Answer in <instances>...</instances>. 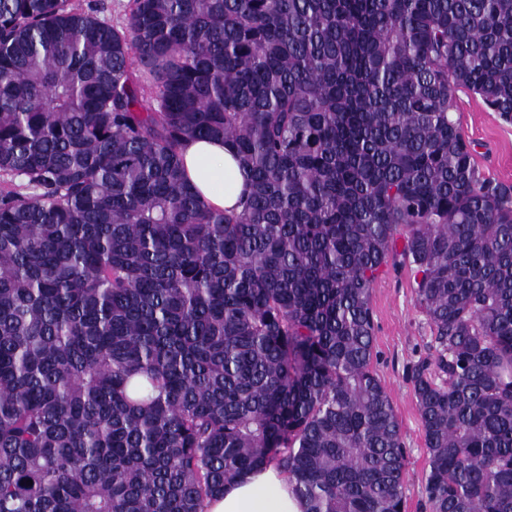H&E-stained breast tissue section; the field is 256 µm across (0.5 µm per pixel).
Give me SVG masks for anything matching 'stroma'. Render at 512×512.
<instances>
[{
    "mask_svg": "<svg viewBox=\"0 0 512 512\" xmlns=\"http://www.w3.org/2000/svg\"><path fill=\"white\" fill-rule=\"evenodd\" d=\"M452 112L476 149L481 173L512 185V122L504 121L478 97L456 93ZM375 325L373 367L388 393L401 426L405 448L406 512H430L424 494L428 454L409 369L429 354L430 327L415 304L408 268L388 269L375 281L371 295Z\"/></svg>",
    "mask_w": 512,
    "mask_h": 512,
    "instance_id": "obj_1",
    "label": "stroma"
}]
</instances>
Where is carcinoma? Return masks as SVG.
<instances>
[{"label": "carcinoma", "instance_id": "carcinoma-1", "mask_svg": "<svg viewBox=\"0 0 512 512\" xmlns=\"http://www.w3.org/2000/svg\"><path fill=\"white\" fill-rule=\"evenodd\" d=\"M512 0H0V512H205L260 466L306 512H405L372 367L394 251L431 512H512ZM249 192L211 208L181 147ZM84 9L99 7L104 4V11L98 15L112 24H121L124 21L129 0H76ZM451 112L466 140L475 145L481 173L512 185V122H505L478 96L465 90L455 94ZM181 155L188 183L206 204L221 210L236 207L244 178L229 146L224 142L188 140Z\"/></svg>", "mask_w": 512, "mask_h": 512}]
</instances>
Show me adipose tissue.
<instances>
[{
  "label": "adipose tissue",
  "instance_id": "adipose-tissue-1",
  "mask_svg": "<svg viewBox=\"0 0 512 512\" xmlns=\"http://www.w3.org/2000/svg\"><path fill=\"white\" fill-rule=\"evenodd\" d=\"M181 155L188 183L206 204L221 210L236 207L244 178L229 146L190 140ZM205 512H305V504L287 477L271 465L225 484L223 495L209 499Z\"/></svg>",
  "mask_w": 512,
  "mask_h": 512
}]
</instances>
